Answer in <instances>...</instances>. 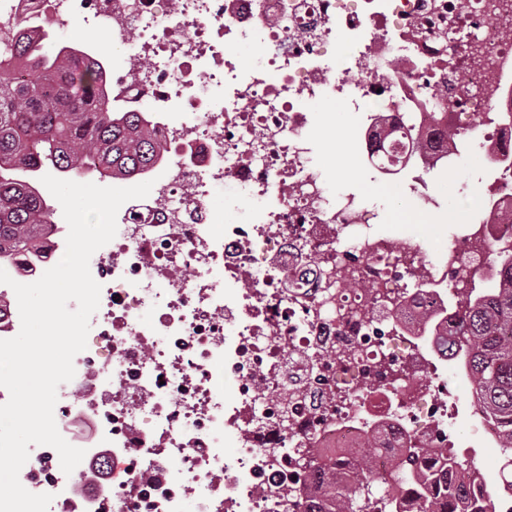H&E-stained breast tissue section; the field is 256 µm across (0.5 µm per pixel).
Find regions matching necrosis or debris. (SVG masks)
Here are the masks:
<instances>
[{
	"instance_id": "4bbe7bcc",
	"label": "necrosis or debris",
	"mask_w": 512,
	"mask_h": 512,
	"mask_svg": "<svg viewBox=\"0 0 512 512\" xmlns=\"http://www.w3.org/2000/svg\"><path fill=\"white\" fill-rule=\"evenodd\" d=\"M17 17L106 33L123 54L112 105L150 101L163 148L154 194L91 257L100 305L54 409L68 443L127 473L86 493L30 445L20 482L52 494L48 512H307L313 468L367 439L394 497L410 449L468 451L417 322L443 330L472 272L496 283L512 255V0H0V23ZM250 45L262 56L240 69ZM331 100L386 188L431 206L432 171L459 155L439 133L475 140L479 221L442 249L381 234L313 163L310 111ZM218 191L241 221L212 211ZM65 250L58 230L0 269L34 281Z\"/></svg>"
}]
</instances>
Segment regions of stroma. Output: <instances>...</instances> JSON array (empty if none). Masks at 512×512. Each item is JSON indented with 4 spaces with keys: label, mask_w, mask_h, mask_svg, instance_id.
<instances>
[{
    "label": "stroma",
    "mask_w": 512,
    "mask_h": 512,
    "mask_svg": "<svg viewBox=\"0 0 512 512\" xmlns=\"http://www.w3.org/2000/svg\"><path fill=\"white\" fill-rule=\"evenodd\" d=\"M57 40L81 46L120 64L122 52L109 44L104 35L84 22L71 21L56 28ZM354 118L346 112L326 105L315 114L313 136L314 161L327 174L334 186L355 188L363 196L367 208L379 213L378 231L400 240L417 235L430 240L436 247L447 246L448 211L463 205L479 192V161L472 154H462L457 160L458 173L441 172L434 176L431 189L444 203L443 208L423 209L417 202L404 201L382 191L375 173L346 132Z\"/></svg>",
    "instance_id": "obj_1"
}]
</instances>
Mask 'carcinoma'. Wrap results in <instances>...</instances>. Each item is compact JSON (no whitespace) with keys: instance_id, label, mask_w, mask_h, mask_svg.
<instances>
[{"instance_id":"cac0c4a2","label":"carcinoma","mask_w":512,"mask_h":512,"mask_svg":"<svg viewBox=\"0 0 512 512\" xmlns=\"http://www.w3.org/2000/svg\"><path fill=\"white\" fill-rule=\"evenodd\" d=\"M20 24L0 37V251L10 257L32 254L53 210L33 186L46 169L71 172L90 169L99 177L140 174L160 156L141 112H116L103 90V65L82 49L47 48ZM457 337L439 349L466 353L473 378L472 397L496 426L500 447L512 448V281L491 297L472 300L462 312ZM372 441L357 465L336 473L325 465L314 483L317 512H362L357 498L370 496L374 481ZM437 452L421 449L415 472L418 512H452L451 502L466 508L473 477L454 461L457 479L442 487L434 469Z\"/></svg>"}]
</instances>
